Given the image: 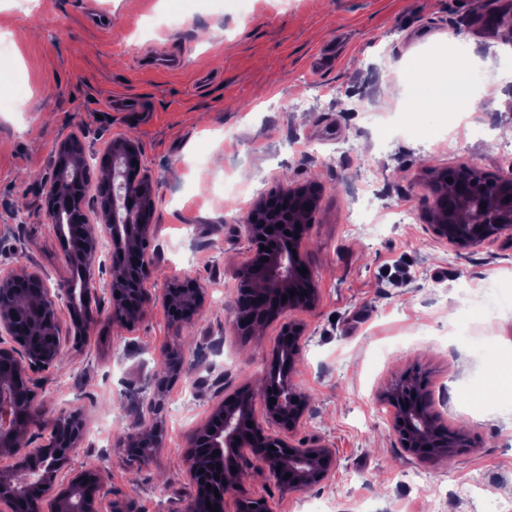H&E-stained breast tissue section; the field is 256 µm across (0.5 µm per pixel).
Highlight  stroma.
Returning a JSON list of instances; mask_svg holds the SVG:
<instances>
[{
  "label": "stroma",
  "mask_w": 512,
  "mask_h": 512,
  "mask_svg": "<svg viewBox=\"0 0 512 512\" xmlns=\"http://www.w3.org/2000/svg\"><path fill=\"white\" fill-rule=\"evenodd\" d=\"M0 0V268L33 266L57 284L64 259L42 202L51 159L69 134L88 151L116 138L140 146L153 179L158 226L154 297L132 329L109 319L105 267L90 272L99 315L86 339L66 342L58 364L34 374L45 444L61 411H84L76 468L92 467L101 512H186L185 461L216 403L263 381L284 326L304 328L293 369L309 401L296 439H319L335 471L304 492L247 469L240 488L271 512H494L460 495L479 480L493 498L512 493V237L460 246L428 220L431 178L464 165L496 174L512 127V86H494L476 111L440 84L413 93L407 67L463 35L485 71L512 83V19L504 0ZM181 56L147 69L143 56ZM357 101L359 111L348 109ZM313 183L317 209L302 243L319 291L309 309H287L256 334L232 330L237 271L254 255L243 214L266 195ZM411 211L383 220L378 237L354 229L363 196ZM188 273L205 305L183 329L162 297ZM181 377L158 418L162 446L132 472L119 446L148 414L157 361L173 336ZM420 375L449 431L468 448L419 457L402 447L384 393Z\"/></svg>",
  "instance_id": "1"
}]
</instances>
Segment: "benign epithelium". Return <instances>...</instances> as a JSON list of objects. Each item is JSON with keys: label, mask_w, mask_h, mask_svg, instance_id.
Masks as SVG:
<instances>
[{"label": "benign epithelium", "mask_w": 512, "mask_h": 512, "mask_svg": "<svg viewBox=\"0 0 512 512\" xmlns=\"http://www.w3.org/2000/svg\"><path fill=\"white\" fill-rule=\"evenodd\" d=\"M139 145L129 139L111 141L100 154H90L81 138L73 134L58 145L52 162L48 188L44 197L47 215L57 216L60 204L69 188L66 173L76 171L86 176L94 164L108 172L106 184L112 196L100 198L97 206L81 205L78 224L58 225L59 237L72 238V251L65 252L69 263L78 261L80 276L50 287L45 275L27 266L0 278V335L15 343L11 348L0 347V364L7 366L9 376L0 377V458L11 465L0 468V508L15 512L18 498H24L25 512H98L100 487L96 475L88 471L71 470L72 460L82 444L83 414L77 409L65 410L52 422L54 431L47 443L29 447L26 440L31 422L37 417L33 409L35 392L32 375L55 366L63 348L58 331L62 316L70 317V332L86 336L97 318L91 304L96 294L89 270L96 266L102 252L109 261L108 290L109 320L131 327L137 323L153 301L146 284L152 279L158 259L151 248L155 238L152 217L155 190L146 173L131 176L132 161L139 159ZM448 197V206L435 213L433 232L450 243L477 244L502 233L512 234V183L500 184L487 196L475 182L462 176L454 183L440 187ZM486 207H481V204ZM262 202L244 216L255 256L238 271L239 287L256 289L273 301L276 316L284 309H307L318 302V291L310 274H301L306 266L301 251L308 224L298 216L288 220V228L265 221L260 215ZM272 232H267V229ZM291 235H286L285 231ZM268 261H262V258ZM36 282L37 288L27 289L26 300L41 311L32 322V330L42 338L33 345L16 332L14 308L19 299L21 282ZM295 291L289 295V291ZM287 300H282V296ZM172 324L180 328L190 324L205 303L204 288L197 279L185 277L169 283L163 297ZM303 329L288 325L272 352L273 365L263 386L255 390L240 387L233 396L222 400L216 424H208L201 433L208 448L220 454L212 459L220 466L226 484L238 483L246 465L266 472L282 488L302 491L324 481L336 468L335 452L315 441L296 442L295 429L308 410V399L296 391L292 371L300 351ZM151 402L164 397L167 386L177 380L184 367L179 341H174L159 361ZM416 376H405L387 394V400L397 411L395 429L406 450L417 455L421 448H464L468 439L459 433L437 432V420L428 414L425 398L415 391ZM24 387L29 400L22 409L12 397V390ZM276 403H269V399ZM264 406L263 416L255 413L256 402ZM275 424L276 433L269 429ZM143 428L127 434L122 443L126 449L148 446V453L162 447V427L157 422H142ZM195 448L187 453L190 476L196 496L214 495L200 482L195 472ZM237 512H266L261 498L240 495Z\"/></svg>", "instance_id": "obj_1"}]
</instances>
